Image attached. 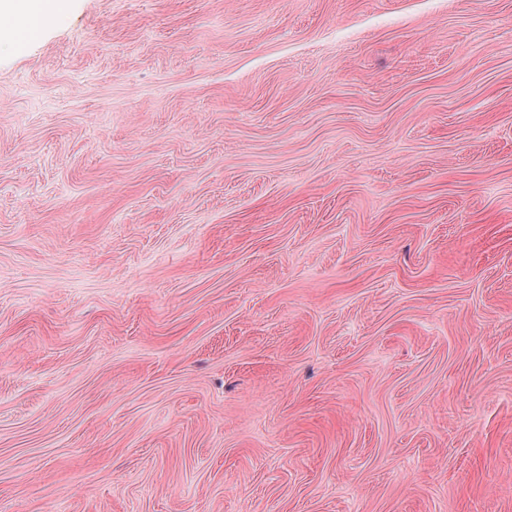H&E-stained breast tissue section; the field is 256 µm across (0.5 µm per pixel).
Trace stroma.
Wrapping results in <instances>:
<instances>
[{
    "mask_svg": "<svg viewBox=\"0 0 512 512\" xmlns=\"http://www.w3.org/2000/svg\"><path fill=\"white\" fill-rule=\"evenodd\" d=\"M16 25L0 512H512V0Z\"/></svg>",
    "mask_w": 512,
    "mask_h": 512,
    "instance_id": "stroma-1",
    "label": "stroma"
}]
</instances>
